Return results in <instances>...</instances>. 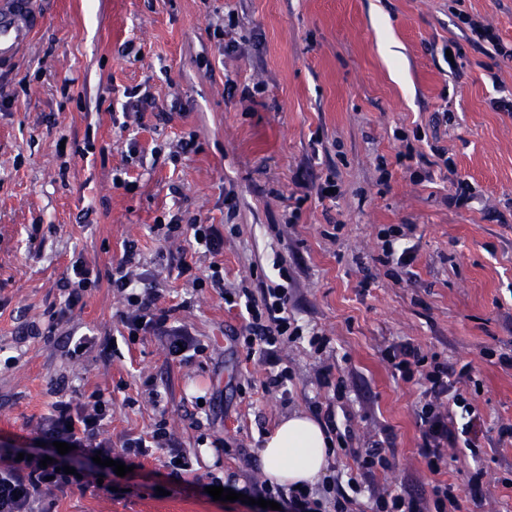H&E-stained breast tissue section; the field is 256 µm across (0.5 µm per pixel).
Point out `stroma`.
Returning <instances> with one entry per match:
<instances>
[{"label":"stroma","instance_id":"1","mask_svg":"<svg viewBox=\"0 0 512 512\" xmlns=\"http://www.w3.org/2000/svg\"><path fill=\"white\" fill-rule=\"evenodd\" d=\"M41 28L0 73V454L36 452L48 404L99 390L112 398L102 434L120 442L158 421L189 452L173 478L164 459L56 496V512H260L206 493L213 478L264 482L259 450L294 412L336 414L349 446L381 444L391 461L348 485L353 458L334 450L353 512L389 489L432 501L451 483L459 512H512V112L490 105L488 72L512 92V58L476 49L458 14L512 44V0H37ZM232 37L236 51L224 49ZM391 37L400 54L382 52ZM456 45L454 64L442 49ZM261 86L254 97L244 87ZM145 95L141 106L125 89ZM127 112L125 126L113 114ZM419 131L399 162L395 130ZM193 138L182 154L178 142ZM453 162L445 169L434 147ZM126 186H115L114 175ZM341 186L320 201L326 176ZM476 197L449 207L456 178ZM303 198L288 222L290 197ZM227 225L224 251L196 252L151 227L174 209ZM412 227L410 266L383 264L381 228ZM138 244L159 306L173 309L205 350L168 359L153 337L122 339L123 300L108 281L51 326L72 261L111 272L125 241ZM292 278L288 314L302 335L282 352L287 392L266 391L265 365L233 338L242 320L213 289L194 290L179 260L233 287ZM369 288H362L363 279ZM37 335H30V328ZM115 338L65 355L70 331ZM327 344L314 352L312 335ZM408 342L458 371L456 388L479 409L448 467L419 454L421 378L394 376L384 349ZM331 369L321 383L320 367ZM160 404H153L149 387ZM483 469L479 491L470 478ZM166 495H158L159 487Z\"/></svg>","mask_w":512,"mask_h":512}]
</instances>
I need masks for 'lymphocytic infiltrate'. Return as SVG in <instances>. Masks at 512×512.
Returning a JSON list of instances; mask_svg holds the SVG:
<instances>
[{
    "instance_id": "lymphocytic-infiltrate-1",
    "label": "lymphocytic infiltrate",
    "mask_w": 512,
    "mask_h": 512,
    "mask_svg": "<svg viewBox=\"0 0 512 512\" xmlns=\"http://www.w3.org/2000/svg\"><path fill=\"white\" fill-rule=\"evenodd\" d=\"M153 231L164 239L188 237L198 239L206 253L217 255L224 249V234L217 225L206 223L199 216L184 218L182 213L170 214L168 220H157ZM99 269L82 260H75L71 273L63 285L64 302L52 315L53 320H67L92 288L101 281ZM148 273L136 258L133 246H125L123 256L113 267L109 278L113 290L124 296L126 306L119 320L127 329L129 338L155 337L172 357L183 361L202 353L203 347L186 325L176 320L172 310L157 305L156 290L147 288ZM197 288H211L220 295L231 296L233 306L239 307L243 324L234 336L249 356L258 357L268 368L265 389L287 391L290 374L282 365L284 345L301 334L288 316L290 290L285 286L252 290L227 288L219 270L200 277L193 276ZM384 358L395 374L409 381L422 377L427 383L425 402L418 418L421 427L419 452L430 472L438 474L448 465L447 451L455 442L451 427L452 410L459 407L469 417H476L477 409L456 393L455 382L447 366L427 360L420 348L408 343H395L387 347ZM112 407L104 393H91L89 402L57 399L51 403L36 427L38 438L51 445L53 442L70 444L67 454L50 453V465H41L39 458L10 461L0 467V512H55L56 493L72 487L83 488L90 476L84 462L102 456L133 466L137 461L152 458L159 451H166V465L172 475L190 471L191 461L178 447L166 424L159 423L146 435L126 436L120 447H113L111 440L101 438L100 431ZM246 495L277 502L280 512H349L350 499L344 494L337 477H328L321 490L307 487L283 491L274 486L252 485ZM433 507L421 501L386 490L374 497L377 512H446L458 508L454 487L439 483L432 489Z\"/></svg>"
}]
</instances>
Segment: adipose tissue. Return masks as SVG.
I'll return each mask as SVG.
<instances>
[{
	"mask_svg": "<svg viewBox=\"0 0 512 512\" xmlns=\"http://www.w3.org/2000/svg\"><path fill=\"white\" fill-rule=\"evenodd\" d=\"M331 442L313 417L295 414L267 436L259 455L269 483L317 484L326 473Z\"/></svg>",
	"mask_w": 512,
	"mask_h": 512,
	"instance_id": "obj_1",
	"label": "adipose tissue"
}]
</instances>
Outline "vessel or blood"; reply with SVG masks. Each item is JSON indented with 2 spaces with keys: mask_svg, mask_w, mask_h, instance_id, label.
Instances as JSON below:
<instances>
[{
  "mask_svg": "<svg viewBox=\"0 0 512 512\" xmlns=\"http://www.w3.org/2000/svg\"><path fill=\"white\" fill-rule=\"evenodd\" d=\"M40 23L36 0H0V71L15 63Z\"/></svg>",
  "mask_w": 512,
  "mask_h": 512,
  "instance_id": "vessel-or-blood-1",
  "label": "vessel or blood"
}]
</instances>
